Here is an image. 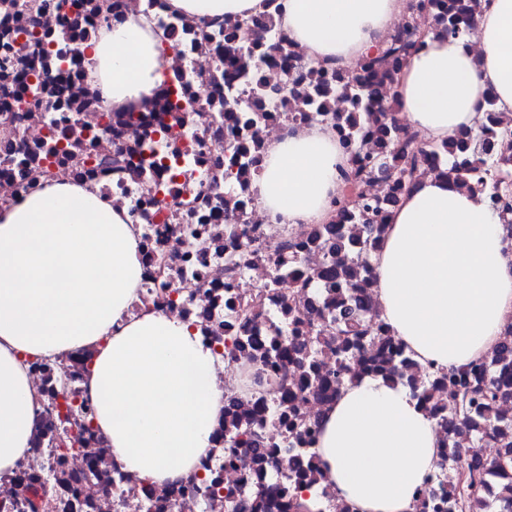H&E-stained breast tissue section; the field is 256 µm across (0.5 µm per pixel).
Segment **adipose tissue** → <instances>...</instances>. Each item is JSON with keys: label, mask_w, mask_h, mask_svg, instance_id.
<instances>
[{"label": "adipose tissue", "mask_w": 512, "mask_h": 512, "mask_svg": "<svg viewBox=\"0 0 512 512\" xmlns=\"http://www.w3.org/2000/svg\"><path fill=\"white\" fill-rule=\"evenodd\" d=\"M202 19L258 17L266 0H170ZM410 0H280L279 22L314 61L346 64L376 51V35ZM477 52L428 38L394 85L402 113L429 141L478 130L484 99L512 112V0H487ZM164 37L145 16L89 45L113 106L162 78ZM347 163L327 127L270 143L256 186L260 208L286 224L328 223ZM372 264L381 320L422 368L460 367L490 353L512 323V243L481 195L423 178L393 210ZM140 284L137 228L87 185L46 180L0 206V472L29 447L35 400L29 358L88 344L97 423L113 455L162 484L194 469L224 405L215 362L187 323L128 315ZM325 479L355 512H413L440 460L435 422L401 383L347 379L321 421Z\"/></svg>", "instance_id": "obj_1"}]
</instances>
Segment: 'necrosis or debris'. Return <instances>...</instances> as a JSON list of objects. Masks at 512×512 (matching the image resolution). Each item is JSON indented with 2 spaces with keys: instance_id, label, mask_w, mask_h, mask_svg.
<instances>
[{
  "instance_id": "1",
  "label": "necrosis or debris",
  "mask_w": 512,
  "mask_h": 512,
  "mask_svg": "<svg viewBox=\"0 0 512 512\" xmlns=\"http://www.w3.org/2000/svg\"><path fill=\"white\" fill-rule=\"evenodd\" d=\"M267 4L253 30L282 55L250 67L236 16L200 20L174 12L169 0H0V205L38 192L48 176L97 188L126 210L142 268L131 314L155 311L200 328L224 389L195 471L156 485L123 467L95 423V346L29 359L38 406L26 454L0 472V512H300L299 497L313 501V512H346L316 472L309 435L291 425L296 415L318 427L341 387L336 347L324 342L337 326L339 297L321 276L331 255L303 230L284 231L280 217L259 207L255 177L232 170L240 151L254 150L263 163L273 136L319 124L301 77L326 90L329 111H350L352 101L335 89L336 63L313 62L278 23L277 0ZM141 14L165 32L169 65L149 92L115 107L85 46ZM399 67L370 55L354 70L393 109ZM292 246L297 267L286 263ZM359 299L376 345L360 347L349 372L370 373L379 361L391 376L400 341L377 320L376 296ZM311 344L315 389L298 360L280 356L283 347ZM451 390L440 382L424 402L431 419L438 422ZM437 430L441 465L421 488L423 500L451 495L448 471L465 445L439 422ZM300 472L311 482L289 489Z\"/></svg>"
}]
</instances>
